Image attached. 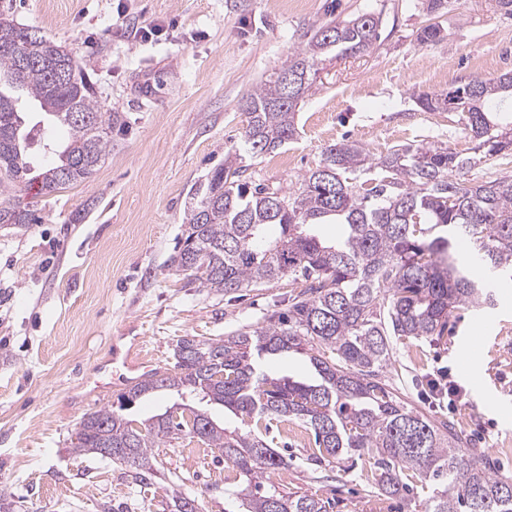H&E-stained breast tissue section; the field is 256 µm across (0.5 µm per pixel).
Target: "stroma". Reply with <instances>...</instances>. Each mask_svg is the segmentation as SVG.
Returning <instances> with one entry per match:
<instances>
[{
  "label": "stroma",
  "instance_id": "35a3bbf8",
  "mask_svg": "<svg viewBox=\"0 0 512 512\" xmlns=\"http://www.w3.org/2000/svg\"><path fill=\"white\" fill-rule=\"evenodd\" d=\"M72 50L105 111L127 130L84 182L30 195L41 216L0 227V492L14 512H171L167 484L140 489L111 462L73 453L86 413L110 407L123 384L95 390L113 348L162 371L184 336L219 338L261 326L296 294L288 278L224 295L172 263L184 203L225 154L238 149L242 98L304 47L309 23L369 13L381 37L364 55L327 62L302 100L296 138L274 153L246 157L248 181L295 187L328 145L358 141L378 155L397 145L446 144L467 156L472 143L457 114L426 112L420 91L447 93L477 77L512 71V16L494 0H0V13ZM436 24L446 36L419 44ZM158 26L149 37L133 27ZM491 308L461 311L438 341L398 340L383 373L412 406L451 418L469 447L498 456L512 475V288ZM497 317L489 347L461 361L459 347ZM488 383L497 408L480 403L463 367ZM454 384L462 401L433 397L430 381ZM266 439L288 462L269 484L329 500L328 512H425L432 486L414 499L369 492L371 456L357 463L311 461L310 433L294 419L268 423ZM164 472L201 512H242L245 482L221 453L179 439L157 450Z\"/></svg>",
  "mask_w": 512,
  "mask_h": 512
}]
</instances>
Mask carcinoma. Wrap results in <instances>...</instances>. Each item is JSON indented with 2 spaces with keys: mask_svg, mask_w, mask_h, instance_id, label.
Masks as SVG:
<instances>
[{
  "mask_svg": "<svg viewBox=\"0 0 512 512\" xmlns=\"http://www.w3.org/2000/svg\"><path fill=\"white\" fill-rule=\"evenodd\" d=\"M371 14L309 27L305 47L291 51L275 79L246 96L243 145L251 156L277 151L297 135L296 108L328 57L370 52L380 38ZM9 32L31 39L0 44V224L38 221L13 188L32 180L54 192L88 179L112 148V129L126 123L104 112L73 52L17 22ZM444 38L435 25L417 40ZM37 106L43 123L66 131L46 137L54 160L30 175L31 131L19 97ZM512 99V71L475 78L447 94L420 92L427 112L462 115L474 156L446 145H404L374 157L355 141L335 143L319 164L283 189L242 179V156L232 152L193 188L184 207L182 247L172 263L191 282L233 293L283 277L302 283L285 311L263 325L229 336H183L173 371L155 373L119 395L127 402L84 415L73 452L120 467L129 483L149 487L160 474L154 449L178 435L218 449L250 488L246 512H327L320 498L264 489L267 474L288 466L252 431L217 424L208 407L241 418L285 417L314 434L312 460L374 459L371 488L403 497L412 471L434 487L427 512H512V477L482 451L462 452L447 419L408 407L380 380L393 359V337L444 335L461 308L492 304L487 278L512 283V175L471 183L457 177L477 162L512 157V121L500 108ZM369 178L359 184V175ZM320 224H343V238L325 241ZM308 354L312 381L275 376L261 359ZM169 392L195 404L170 406L145 427L126 413L144 398ZM173 512H199L197 500L172 490Z\"/></svg>",
  "mask_w": 512,
  "mask_h": 512,
  "instance_id": "cac0c4a2",
  "label": "carcinoma"
}]
</instances>
